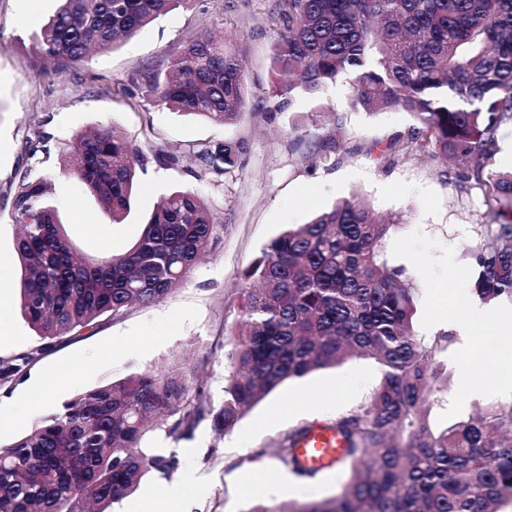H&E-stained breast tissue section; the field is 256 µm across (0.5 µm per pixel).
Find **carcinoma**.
Returning <instances> with one entry per match:
<instances>
[{
    "instance_id": "1",
    "label": "carcinoma",
    "mask_w": 512,
    "mask_h": 512,
    "mask_svg": "<svg viewBox=\"0 0 512 512\" xmlns=\"http://www.w3.org/2000/svg\"><path fill=\"white\" fill-rule=\"evenodd\" d=\"M31 38L38 67L75 66L92 51H110L161 15L195 0H57ZM273 67L280 76L273 105L315 98L351 76L352 105L373 114L401 109L413 122L406 155L423 141L450 161L462 182L487 201L512 204V173L493 171L498 136L512 125V0H277ZM146 70L154 102L218 125L236 124L247 106L239 49L208 31ZM45 136L26 139L29 160L45 163ZM244 143L227 139L193 148L205 174L229 173ZM62 174L120 224L131 210L140 145L115 126L82 132L68 147ZM10 218L21 226L16 249L25 266L20 309L51 344L118 318L132 305L162 300L183 283L223 225L189 190L166 194L136 244L120 254L85 256L60 221L47 179L23 176ZM392 225L363 198L337 202L306 224L274 237L241 275L233 326L234 369L216 410L194 374L145 372L100 385L66 403L27 435L0 447V512H111L113 503L155 471L177 468L176 456L154 455L142 440L165 417L167 434L186 438L204 419L231 430L244 411L285 381L350 357L383 367L379 386L359 409L330 423L347 443L351 476L335 498L265 512H512V404L492 406L441 431L425 404L428 380L451 338L426 342L414 333V291L405 269L386 257ZM493 240L471 250L478 297H512V224L487 227ZM42 352L0 359V380ZM293 428L278 452L296 476L294 450L310 430Z\"/></svg>"
}]
</instances>
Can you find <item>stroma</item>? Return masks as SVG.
<instances>
[{
  "label": "stroma",
  "instance_id": "stroma-1",
  "mask_svg": "<svg viewBox=\"0 0 512 512\" xmlns=\"http://www.w3.org/2000/svg\"><path fill=\"white\" fill-rule=\"evenodd\" d=\"M274 5L275 0H204L159 17L116 50L93 54L75 69L55 73L33 69L30 50V36L54 10L55 0H0V253L11 258L7 316L26 338L21 348L0 343V359L40 344L21 315L18 228L8 217L10 195L29 165L26 135L38 130L47 136L50 157L44 170L54 184L60 219L87 254L128 250L139 239L144 218L174 188L198 192L222 225L190 277L160 302L131 307L92 331L61 339L17 376L0 381V412L15 416L12 426L0 430V446L30 433L82 392L149 371L188 372L202 365L197 383L213 405H222L242 271L287 226L307 223L355 194L395 224L386 253L390 264L404 267L419 290L414 316L419 338L430 341L437 334L428 319L431 299L450 295L462 308L476 302L466 288L474 274L469 250L486 243L487 227L495 222L480 190L459 182L451 163L428 149L404 158L382 156L387 143L406 139L411 120L397 109L375 114L353 109L348 78L326 86L317 100L298 98L284 111H273ZM201 29L245 50L251 95L245 114L231 126L155 106L136 80L148 68H163L167 53ZM102 125L120 127L144 154L132 211L120 224L113 223L79 180L60 174L65 144ZM300 130L324 145L338 146V153L327 161L307 153L296 140ZM229 138L244 143L240 166L221 176H198L193 146ZM163 153L173 156V163L162 164ZM501 336L512 340V326L483 325L470 339V353L453 343L438 355V362L448 367L449 381L431 385L433 426L443 428L477 410L512 402V393L474 396L462 384L467 373L478 378L500 373L499 362L490 360L485 348ZM64 369L71 378L55 394L23 408L14 405L16 393L31 377ZM381 378L377 362L351 358L284 383L226 433L215 432L207 420L179 440L156 431L145 438L144 448L175 454L177 470L167 478L148 475L112 512H126L128 502L147 496L162 512H252L258 506L332 499L349 480L348 465L319 475L311 484L294 478L282 490L263 489L259 480L268 466L281 464L275 448L280 437L298 425L324 423L357 410ZM187 478L192 481L188 499L167 501L166 487Z\"/></svg>",
  "mask_w": 512,
  "mask_h": 512
}]
</instances>
